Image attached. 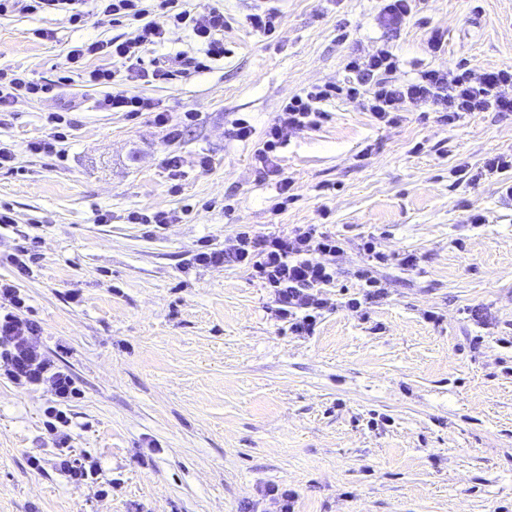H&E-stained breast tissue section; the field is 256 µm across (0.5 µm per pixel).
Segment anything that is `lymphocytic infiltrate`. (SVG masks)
Wrapping results in <instances>:
<instances>
[{
	"label": "lymphocytic infiltrate",
	"mask_w": 512,
	"mask_h": 512,
	"mask_svg": "<svg viewBox=\"0 0 512 512\" xmlns=\"http://www.w3.org/2000/svg\"><path fill=\"white\" fill-rule=\"evenodd\" d=\"M83 0H0V15L15 13L36 15L61 13L69 22L81 23L86 19L81 9ZM185 0H157L148 5L147 0H100L103 15L126 18L135 24L130 37L98 39L73 46L66 55V74L59 77V84H68L70 78L109 86L110 91L100 100V108L123 112L135 117L144 111L152 112L154 121L166 131L169 143L180 140L183 131L195 125L197 114L193 111L170 116L153 100L135 94L130 89L118 87L116 74L103 66L88 69L86 61L96 57L104 60L118 59L127 62L128 70L136 78L152 82L169 79L170 73L159 67H146L144 53L150 46L160 43L168 25L189 24L195 38L202 46V57H184L185 66L201 70L206 61L224 57V30L231 21L219 8H205L195 12L184 6ZM399 66L398 58L388 47H380L367 58L354 57L347 63L348 70L356 77L354 83L341 86L326 83L294 95L283 102L274 121L264 132V142L254 153L255 167L264 178H275L278 200L275 210L282 211L291 199V185L279 175L276 151L286 146L289 133L312 129L326 119L324 102L341 98L349 102L366 99V109L376 120L391 124L398 120V111L404 105L432 103L440 108L443 124L454 125L470 112H512V97L505 96L503 87L512 86V65H504L472 77L469 72L454 73L448 70L427 69L410 80H395L391 74ZM51 87L41 84L27 72L14 70L0 72V112L11 111L29 96L50 92ZM499 179L498 193L503 204L512 205V153L497 154L486 158L476 170H462L463 181L474 184L487 176ZM366 264L358 277L365 287L361 297L348 300L351 309L363 302L384 296L382 281L375 274L376 266L388 262L389 257L378 250L374 239L364 240L360 246ZM343 251L340 238L319 231L316 225L307 224L289 235L259 234L250 230L238 232L235 243L227 250H217L209 242H201L194 259L198 264L210 265L237 262L250 269L254 278L272 288L278 311L287 319L289 328L296 334H309L329 308L323 298V288L333 284L336 277L335 260ZM27 299L15 284L0 283V379L17 387L32 385L49 386L54 400L46 411L47 435L57 450L55 467L68 481L81 484L98 481L100 496H108L111 485L99 482V467L91 454L75 458L67 442L72 423L70 406L80 399L83 391L73 377L61 369L40 347L38 336L41 328L27 315Z\"/></svg>",
	"instance_id": "lymphocytic-infiltrate-1"
}]
</instances>
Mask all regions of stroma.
I'll return each instance as SVG.
<instances>
[{
	"instance_id": "stroma-1",
	"label": "stroma",
	"mask_w": 512,
	"mask_h": 512,
	"mask_svg": "<svg viewBox=\"0 0 512 512\" xmlns=\"http://www.w3.org/2000/svg\"><path fill=\"white\" fill-rule=\"evenodd\" d=\"M256 5L190 0L232 18L223 59L136 83L162 110L197 112L178 143L152 113L101 109L105 88L78 80L0 114V145L15 152L0 169V207L14 218L0 228V279L26 295L44 351L83 390L69 445L112 484L102 498L59 476L43 440L50 392L0 380V512H271V486L294 491V512H512V207L494 180L453 174L512 152V112L446 126L422 104L385 125L360 105L325 103L328 120L278 152L295 196L280 213L253 165L284 100L346 83L349 58L381 44L406 79L512 65V0H416L397 31L381 25V0H275L271 37L247 22ZM131 31L98 14L76 26L2 15L0 69L47 81L72 46ZM434 31L437 54L426 48ZM53 112L72 122L61 155L30 153ZM240 116L255 129L245 142L227 135ZM171 153L183 160L177 195ZM145 210L181 219L128 223ZM473 210L486 224H467ZM305 224L344 242L324 291L333 307L310 336L289 331L247 268L193 259L203 239L220 249L243 228ZM368 237L392 256L377 269L386 293L352 312L343 304L363 293ZM22 250L23 275L9 261ZM404 253L416 268L397 265Z\"/></svg>"
}]
</instances>
